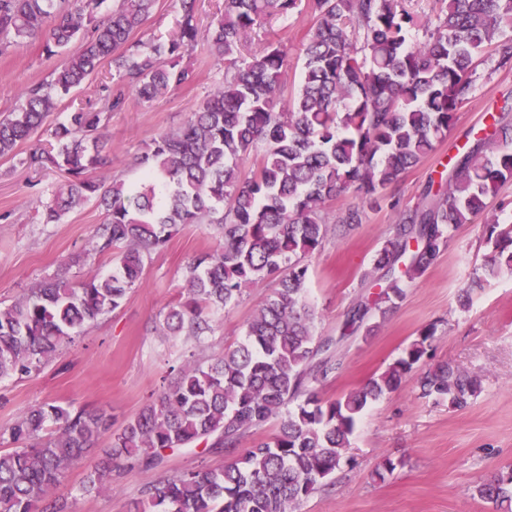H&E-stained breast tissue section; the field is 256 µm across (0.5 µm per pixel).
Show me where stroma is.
<instances>
[{
    "instance_id": "35a3bbf8",
    "label": "stroma",
    "mask_w": 512,
    "mask_h": 512,
    "mask_svg": "<svg viewBox=\"0 0 512 512\" xmlns=\"http://www.w3.org/2000/svg\"><path fill=\"white\" fill-rule=\"evenodd\" d=\"M179 17L177 0H157L133 37L176 38ZM309 26L302 5L288 15L269 16L245 50L253 52L269 40L287 44L285 82L288 89H295ZM184 61L196 73L193 84L151 104L128 94L123 110L113 113L104 132L109 147L106 162L96 171L103 184L116 177L137 181L136 156L159 135L181 127L224 78V63L206 42H198ZM57 63V57L44 52L38 37L0 54V113L14 107L22 88L42 83ZM473 80V91L447 139L405 171L379 205L365 206L361 196L351 191L330 201L328 208L335 214L361 207L366 217L348 235L329 233L321 249L306 259V295L317 312L316 335H338L398 211L420 203L428 182L439 180L447 170L455 144L481 126L486 112L512 98V69L498 68L496 56L478 60ZM59 182L54 170L0 158L1 304L13 303L43 279L61 275L84 281L112 267L108 253L82 263L77 260L104 222L97 202L71 211L61 223H42L37 200ZM218 243L209 225L180 226L152 254L141 284L119 309L86 325L40 372L0 381V429L44 402L102 408L111 416V428L98 446L110 447L113 434L157 396L171 369L189 354L203 359L241 342L248 322L272 294L274 282L247 286L235 307L210 313L211 330L200 339L167 336L161 330L167 306L186 299L189 263L215 250ZM487 251L482 223L460 225L447 249L408 287L384 324L372 335L359 333L343 343L342 370L318 388L319 399L327 402L362 387L432 324L436 337L425 365L450 362L476 376L481 382L478 397L461 411L435 405L419 398L416 377L408 375L358 421L350 439L353 463L337 470L333 485L310 497L299 512H494L477 496L475 486L483 478L512 469V275L475 290L469 308L460 306L461 292ZM97 459L94 453L84 458L56 491L57 496L75 501L77 512H127L147 484L184 469H216L226 462L221 454L177 449L168 452L164 467L151 471L122 467L113 473L112 490L87 494L83 485ZM387 459L393 461L394 471L378 476Z\"/></svg>"
}]
</instances>
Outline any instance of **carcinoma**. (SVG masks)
Wrapping results in <instances>:
<instances>
[{
  "instance_id": "carcinoma-1",
  "label": "carcinoma",
  "mask_w": 512,
  "mask_h": 512,
  "mask_svg": "<svg viewBox=\"0 0 512 512\" xmlns=\"http://www.w3.org/2000/svg\"><path fill=\"white\" fill-rule=\"evenodd\" d=\"M196 2L180 0L178 38L132 42L156 0H0L1 52L40 37L47 54L62 56L49 80L22 90L0 117V157L65 174L64 184L39 201L44 224L60 223L92 199L103 206L104 224L84 258L121 248L104 277L79 284L47 278L0 307V380L55 361L87 323L121 307L142 282L145 260L177 226L209 224L218 247L189 264L187 300L167 310L164 331L199 338L211 330L208 312L233 307L244 287L272 279L278 288L242 342L185 364L112 435L84 491L112 487L118 461L155 469L167 449L202 445L231 460L147 485L129 512H297L348 461L350 436L366 407L396 390L432 347L433 324L363 387L331 402L318 398L317 385L342 369V342L372 334L437 261L452 231L485 214L499 185L512 180V105L488 113L444 186L389 226L368 274L378 291L352 304L336 337L315 335L304 259L327 238L329 201L350 189L377 199L447 138L472 93L478 58L493 51L498 67L512 68V46L500 42L512 33V0H438L435 20L425 23L407 0H307L301 79L280 111L288 47L267 41L249 55L242 48L266 17L289 14L297 0H224L216 24L203 33ZM201 37L224 59V81L182 128L159 135L136 157L138 182L115 177L103 188L95 176L106 160L101 130L122 108L126 90L152 103L191 83L194 70L181 59ZM108 61L112 74L98 106L72 107L51 129L50 149L20 156L17 148ZM251 153L260 159L246 172L240 161ZM363 216L348 210L336 232L346 234ZM486 244L483 264L462 291L464 309L472 289L512 274V224L491 217ZM417 387L420 397L456 410L480 390L448 362L420 373ZM276 418L272 438L240 450ZM49 422L56 429L47 436ZM110 427L98 408L43 403L19 416L5 429L17 447L0 452V512H73L51 493ZM476 493L497 509L512 507V470L484 479Z\"/></svg>"
}]
</instances>
